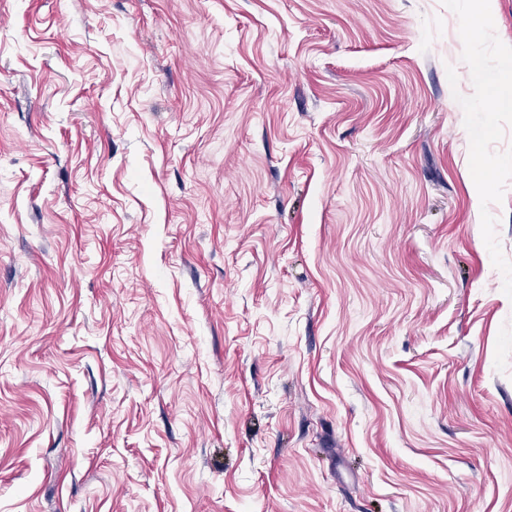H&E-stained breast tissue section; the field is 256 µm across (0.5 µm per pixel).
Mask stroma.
<instances>
[{
    "instance_id": "obj_1",
    "label": "stroma",
    "mask_w": 512,
    "mask_h": 512,
    "mask_svg": "<svg viewBox=\"0 0 512 512\" xmlns=\"http://www.w3.org/2000/svg\"><path fill=\"white\" fill-rule=\"evenodd\" d=\"M0 0V512H512V0Z\"/></svg>"
}]
</instances>
